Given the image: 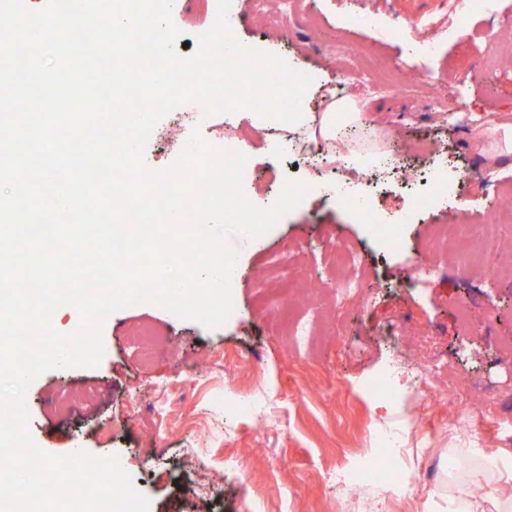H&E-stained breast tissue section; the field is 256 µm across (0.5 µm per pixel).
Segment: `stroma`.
Masks as SVG:
<instances>
[{"label": "stroma", "mask_w": 512, "mask_h": 512, "mask_svg": "<svg viewBox=\"0 0 512 512\" xmlns=\"http://www.w3.org/2000/svg\"><path fill=\"white\" fill-rule=\"evenodd\" d=\"M281 28L267 29L251 0H238L240 43L306 68L318 81L302 101L320 111L326 89L345 84L367 123L389 131L390 145L424 173L433 166L462 179L463 197L448 195L430 208L392 176L371 196L382 213L397 218L399 250H388L352 209L317 190L343 170L317 162L256 129L246 112L218 116L220 131L237 129L253 174L244 186L257 206H270L280 188L267 172L312 185L302 203L265 234L262 245L233 234L239 282L237 312L219 328L181 319L143 303L111 314L102 325L104 355L92 367H66L37 377L26 393L29 431L51 455L85 452L122 455L149 512H448L454 480L446 468L452 448H481L512 463V401L497 391L512 387V221L501 220L490 253L449 258L434 272L415 267L428 250L431 227L449 234L484 223L512 193V153L497 155L489 141L475 142L478 127L512 125V27L499 19L465 16L435 57L422 55L419 39L428 24L444 21L461 0H298ZM376 14L381 30L352 25L353 14ZM172 19L181 30L179 55L196 44L210 17L198 0H173ZM388 62L412 76L429 74L428 87L383 88L372 64ZM461 104L468 125L452 123L435 102ZM193 104L164 114L153 129L145 162L154 171L170 166L190 133ZM346 171V170H343ZM353 191L362 192L368 171L348 170ZM338 238L362 257L363 298L337 306L336 270L327 242ZM316 295V336L308 344L288 334L303 310L295 301L305 285ZM287 295L288 306H272ZM148 326L167 343L166 352L144 360L130 334ZM464 372L479 385L467 410L471 428L460 431L454 406L422 405L400 397L373 400L363 388L393 371L406 378L425 363ZM77 391L89 399L59 411L60 398ZM251 403L249 413L235 409ZM414 423L398 467L413 474L401 492L383 481L338 487L331 470L347 469L374 452L380 428L403 430ZM199 451L188 460L184 449ZM210 484L207 499L187 487Z\"/></svg>", "instance_id": "obj_1"}]
</instances>
